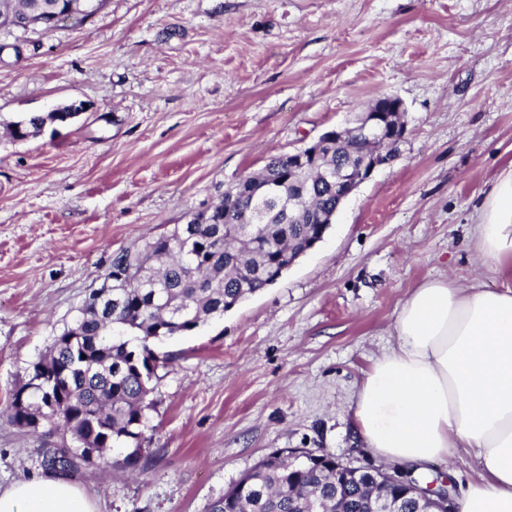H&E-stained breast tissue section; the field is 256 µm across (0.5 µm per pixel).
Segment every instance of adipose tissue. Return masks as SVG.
I'll list each match as a JSON object with an SVG mask.
<instances>
[{"label":"adipose tissue","instance_id":"obj_1","mask_svg":"<svg viewBox=\"0 0 512 512\" xmlns=\"http://www.w3.org/2000/svg\"><path fill=\"white\" fill-rule=\"evenodd\" d=\"M477 253L510 285H460L432 277L412 288L352 400L355 432L378 459L425 465L472 448L478 480L459 512H512V164L475 207ZM0 512H99L96 502L60 477L0 490Z\"/></svg>","mask_w":512,"mask_h":512}]
</instances>
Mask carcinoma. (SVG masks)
I'll list each match as a JSON object with an SVG mask.
<instances>
[{
    "mask_svg": "<svg viewBox=\"0 0 512 512\" xmlns=\"http://www.w3.org/2000/svg\"><path fill=\"white\" fill-rule=\"evenodd\" d=\"M54 113H31L11 123L13 138L27 139L52 123ZM354 141L335 145L327 166H348ZM295 198L288 215L282 200ZM336 184L319 168L300 177L288 155L275 156L257 175L241 178L219 202L194 211L184 224L112 255L106 275L112 294L90 290L77 314L54 337L46 355L31 363L16 389L9 420L27 429L41 419L68 441L46 453L45 469L70 473L82 463L108 467L113 447L134 446L136 463L157 369L167 363L154 341L190 332L265 288L307 248L336 211ZM93 441L95 459L87 457ZM290 451L264 457L204 512H370L382 495L399 499L400 512H422L410 489L376 482L357 468H336L320 449L289 460Z\"/></svg>",
    "mask_w": 512,
    "mask_h": 512,
    "instance_id": "1",
    "label": "carcinoma"
}]
</instances>
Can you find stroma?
Segmentation results:
<instances>
[{
  "label": "stroma",
  "instance_id": "stroma-1",
  "mask_svg": "<svg viewBox=\"0 0 512 512\" xmlns=\"http://www.w3.org/2000/svg\"><path fill=\"white\" fill-rule=\"evenodd\" d=\"M0 44V487L45 473L60 437L12 424V395L113 254L387 94L407 109L394 161L277 283L156 343L136 470L116 448L71 481L99 512H203L276 450L379 466L349 406L411 288L503 285L469 230L512 163V0H107ZM73 102L72 122L7 132ZM82 110L83 106L81 104H71L68 106L58 107L53 109L51 112L31 113L18 121L12 122L10 124V132L16 140L23 138L27 139L40 134L48 123L52 124L54 120L53 112H69V118H75L80 114L79 112H82Z\"/></svg>",
  "mask_w": 512,
  "mask_h": 512
}]
</instances>
